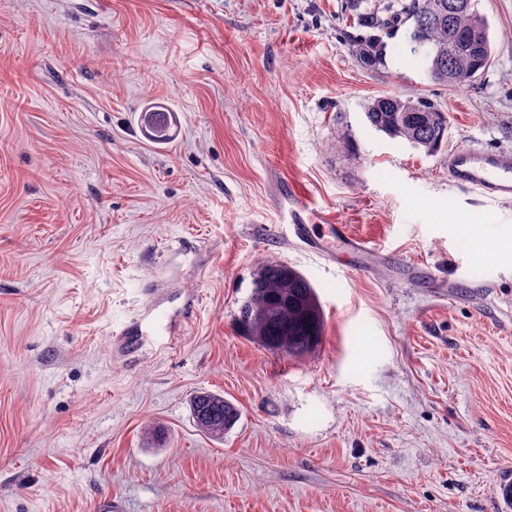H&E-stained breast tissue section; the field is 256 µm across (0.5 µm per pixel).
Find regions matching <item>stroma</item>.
Segmentation results:
<instances>
[{"mask_svg": "<svg viewBox=\"0 0 512 512\" xmlns=\"http://www.w3.org/2000/svg\"><path fill=\"white\" fill-rule=\"evenodd\" d=\"M478 9L493 63L455 89L404 25L360 62L349 0H0V512H512V200L448 179L512 149V0ZM392 93L447 146L372 128ZM262 260L314 285V353L235 330ZM364 111L373 128L426 154L437 153L448 141V113L426 98L383 95L368 100ZM331 233L336 239V242L349 251L366 253L376 250L374 246L369 245V242L350 237L343 224H334L331 226ZM195 423L200 431L215 438H223L224 433L236 424L240 410L224 395L209 391L197 392L190 401Z\"/></svg>", "mask_w": 512, "mask_h": 512, "instance_id": "1", "label": "stroma"}]
</instances>
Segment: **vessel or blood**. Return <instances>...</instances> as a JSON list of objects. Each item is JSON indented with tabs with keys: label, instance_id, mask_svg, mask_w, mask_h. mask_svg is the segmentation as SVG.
I'll list each match as a JSON object with an SVG mask.
<instances>
[{
	"label": "vessel or blood",
	"instance_id": "b4317fda",
	"mask_svg": "<svg viewBox=\"0 0 512 512\" xmlns=\"http://www.w3.org/2000/svg\"><path fill=\"white\" fill-rule=\"evenodd\" d=\"M448 176L454 184L483 196L512 199V149L455 150L448 156Z\"/></svg>",
	"mask_w": 512,
	"mask_h": 512
}]
</instances>
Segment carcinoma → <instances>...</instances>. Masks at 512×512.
Returning a JSON list of instances; mask_svg holds the SVG:
<instances>
[{"mask_svg": "<svg viewBox=\"0 0 512 512\" xmlns=\"http://www.w3.org/2000/svg\"><path fill=\"white\" fill-rule=\"evenodd\" d=\"M357 23L378 32L410 24L408 38L422 55L432 80L446 76L444 83L459 88L470 85L479 71L490 64L493 40L483 14L474 9L448 10V0H408L395 8L387 3L357 13ZM473 29L484 32L478 53L461 41ZM379 36L360 39L352 53L364 63H374L382 55ZM369 124L393 138H401L426 154L437 153L448 141V113L423 97L383 95L364 106ZM238 330L263 347L276 350L288 338V354L302 356L321 343L323 317L317 292L301 272L275 260L259 263L248 298L235 316ZM190 408L200 431L222 438L236 424L240 410L219 393L200 391Z\"/></svg>", "mask_w": 512, "mask_h": 512, "instance_id": "obj_1", "label": "carcinoma"}]
</instances>
